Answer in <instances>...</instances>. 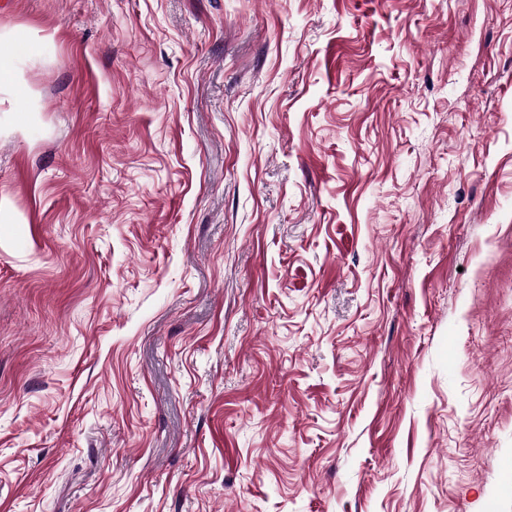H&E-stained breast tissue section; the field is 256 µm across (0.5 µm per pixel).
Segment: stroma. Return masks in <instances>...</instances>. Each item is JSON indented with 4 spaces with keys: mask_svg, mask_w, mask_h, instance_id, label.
I'll return each mask as SVG.
<instances>
[{
    "mask_svg": "<svg viewBox=\"0 0 512 512\" xmlns=\"http://www.w3.org/2000/svg\"><path fill=\"white\" fill-rule=\"evenodd\" d=\"M0 512H512V0H0ZM36 43L27 37H18L14 41V53L0 57V86L11 82L15 67L23 58L29 57Z\"/></svg>",
    "mask_w": 512,
    "mask_h": 512,
    "instance_id": "stroma-1",
    "label": "stroma"
}]
</instances>
